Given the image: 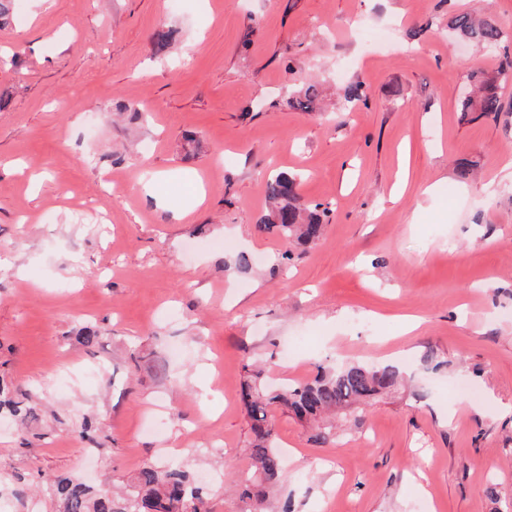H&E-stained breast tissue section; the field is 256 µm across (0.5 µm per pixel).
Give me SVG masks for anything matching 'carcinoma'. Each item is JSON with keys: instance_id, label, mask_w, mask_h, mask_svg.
I'll return each mask as SVG.
<instances>
[{"instance_id": "1", "label": "carcinoma", "mask_w": 512, "mask_h": 512, "mask_svg": "<svg viewBox=\"0 0 512 512\" xmlns=\"http://www.w3.org/2000/svg\"><path fill=\"white\" fill-rule=\"evenodd\" d=\"M449 27L460 37L485 48L493 49L509 38L498 22L470 11L454 14ZM468 80L470 93L460 100L462 112L497 115L503 112L501 86L512 80V59L489 74L472 72ZM321 97L320 86L303 85L288 95L290 108L312 112ZM367 100L366 89L351 82L339 95V111L349 112ZM268 213L258 228H277L279 235L295 247L316 244L323 236L329 206H309L301 200L296 176L279 173L266 180ZM247 377L242 390L248 418L251 421L249 443L250 466L244 476L245 485L258 488L249 512H263L264 494L260 487L276 482L282 468V454L276 440L270 411L279 409L291 414L312 428L309 441L325 446L336 441V425L330 417L353 414L362 405L397 390L404 381L396 366H379L365 362H345L336 367H319L317 375L296 383H281L269 388L263 383V370L253 363L245 365ZM0 411L13 417H25L33 408L14 400L0 386ZM57 512H210L203 487L195 476L181 466L140 469L120 492L95 489L86 482L63 476L47 480Z\"/></svg>"}]
</instances>
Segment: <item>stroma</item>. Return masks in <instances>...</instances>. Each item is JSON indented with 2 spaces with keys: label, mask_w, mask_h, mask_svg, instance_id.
Returning a JSON list of instances; mask_svg holds the SVG:
<instances>
[{
  "label": "stroma",
  "mask_w": 512,
  "mask_h": 512,
  "mask_svg": "<svg viewBox=\"0 0 512 512\" xmlns=\"http://www.w3.org/2000/svg\"><path fill=\"white\" fill-rule=\"evenodd\" d=\"M478 8L512 30V0H14L0 383L37 411L0 416V484L27 492L7 512H56L47 477L109 490L150 464L215 472L211 512H247L226 488L248 464L245 364L308 380L345 359L395 362L409 385L335 445L274 411L291 458L266 512H512V114L460 111L512 40L449 30ZM313 79L331 101L361 82L367 102L289 108ZM278 172L331 205L306 250L256 226ZM241 251L252 269L225 271Z\"/></svg>",
  "instance_id": "1"
}]
</instances>
